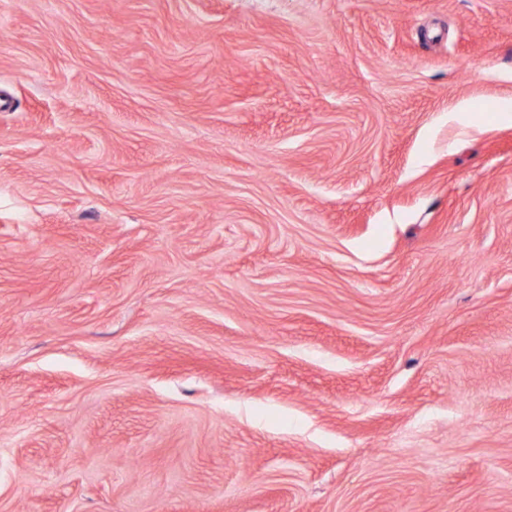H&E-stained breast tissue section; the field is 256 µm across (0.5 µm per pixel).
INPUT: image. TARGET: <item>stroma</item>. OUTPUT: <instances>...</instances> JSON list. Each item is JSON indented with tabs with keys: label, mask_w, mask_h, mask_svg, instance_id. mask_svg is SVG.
Instances as JSON below:
<instances>
[{
	"label": "stroma",
	"mask_w": 512,
	"mask_h": 512,
	"mask_svg": "<svg viewBox=\"0 0 512 512\" xmlns=\"http://www.w3.org/2000/svg\"><path fill=\"white\" fill-rule=\"evenodd\" d=\"M0 512H512V0H0Z\"/></svg>",
	"instance_id": "1"
}]
</instances>
